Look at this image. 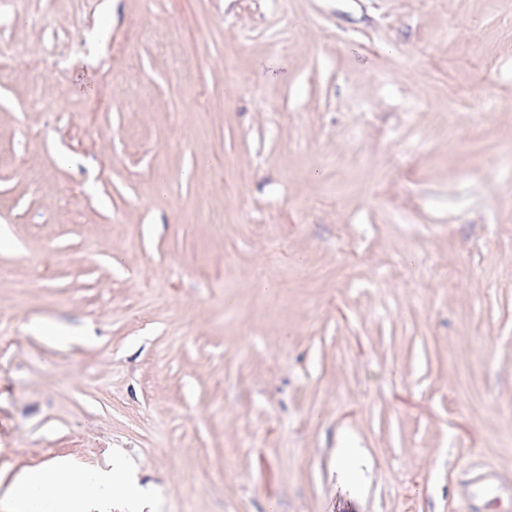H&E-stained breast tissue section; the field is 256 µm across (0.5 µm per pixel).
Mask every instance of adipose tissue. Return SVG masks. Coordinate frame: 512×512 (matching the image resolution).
I'll return each instance as SVG.
<instances>
[{
  "label": "adipose tissue",
  "instance_id": "adipose-tissue-1",
  "mask_svg": "<svg viewBox=\"0 0 512 512\" xmlns=\"http://www.w3.org/2000/svg\"><path fill=\"white\" fill-rule=\"evenodd\" d=\"M8 495L22 508L34 501L50 512H146L147 494L120 458L104 467L87 468L60 459L18 475Z\"/></svg>",
  "mask_w": 512,
  "mask_h": 512
}]
</instances>
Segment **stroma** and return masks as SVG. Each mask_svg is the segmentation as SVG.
I'll list each match as a JSON object with an SVG mask.
<instances>
[{"label": "stroma", "mask_w": 512, "mask_h": 512, "mask_svg": "<svg viewBox=\"0 0 512 512\" xmlns=\"http://www.w3.org/2000/svg\"><path fill=\"white\" fill-rule=\"evenodd\" d=\"M15 44L69 66L0 79V512L115 454L153 512H512V0H0Z\"/></svg>", "instance_id": "obj_1"}]
</instances>
